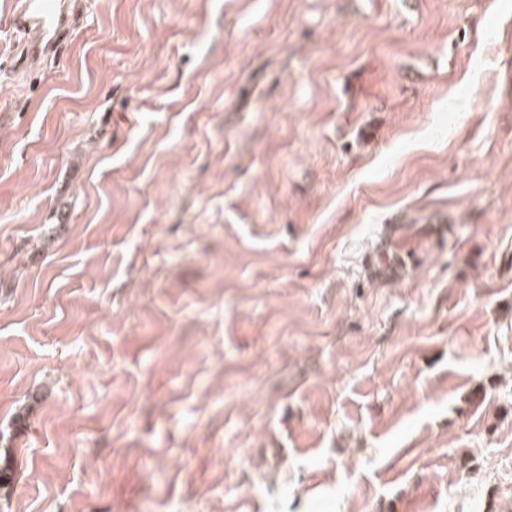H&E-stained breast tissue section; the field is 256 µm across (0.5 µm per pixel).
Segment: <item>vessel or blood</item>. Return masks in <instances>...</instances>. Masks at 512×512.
Masks as SVG:
<instances>
[{
    "mask_svg": "<svg viewBox=\"0 0 512 512\" xmlns=\"http://www.w3.org/2000/svg\"><path fill=\"white\" fill-rule=\"evenodd\" d=\"M80 22L69 0H17L10 23L21 35L23 60L40 58L44 49L59 43Z\"/></svg>",
    "mask_w": 512,
    "mask_h": 512,
    "instance_id": "vessel-or-blood-1",
    "label": "vessel or blood"
}]
</instances>
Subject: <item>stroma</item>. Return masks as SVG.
<instances>
[{"instance_id":"35a3bbf8","label":"stroma","mask_w":512,"mask_h":512,"mask_svg":"<svg viewBox=\"0 0 512 512\" xmlns=\"http://www.w3.org/2000/svg\"><path fill=\"white\" fill-rule=\"evenodd\" d=\"M80 2L0 0V512H512V0ZM81 21L67 0H18L10 23L22 36V64L40 58L50 44H57ZM32 32L36 33L30 38Z\"/></svg>"}]
</instances>
